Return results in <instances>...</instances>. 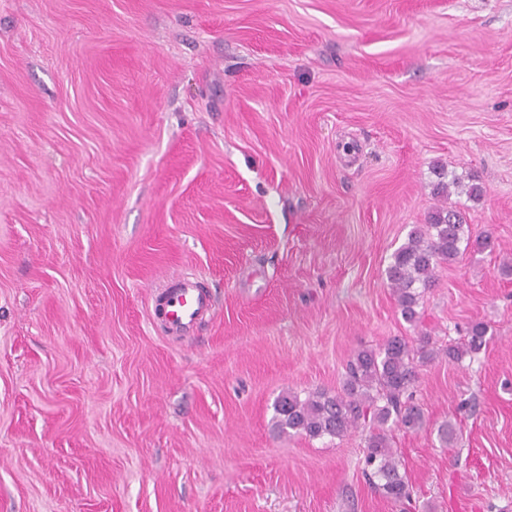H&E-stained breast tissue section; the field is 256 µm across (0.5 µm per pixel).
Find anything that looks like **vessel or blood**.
I'll return each instance as SVG.
<instances>
[{
    "instance_id": "b4317fda",
    "label": "vessel or blood",
    "mask_w": 512,
    "mask_h": 512,
    "mask_svg": "<svg viewBox=\"0 0 512 512\" xmlns=\"http://www.w3.org/2000/svg\"><path fill=\"white\" fill-rule=\"evenodd\" d=\"M217 311L215 293L197 277L171 276L154 296V315L165 331L183 336L210 320Z\"/></svg>"
}]
</instances>
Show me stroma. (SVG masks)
I'll return each mask as SVG.
<instances>
[{
    "label": "stroma",
    "instance_id": "obj_1",
    "mask_svg": "<svg viewBox=\"0 0 512 512\" xmlns=\"http://www.w3.org/2000/svg\"><path fill=\"white\" fill-rule=\"evenodd\" d=\"M440 206L492 246L410 324L385 269ZM507 265L512 0H0V512H399L366 429L278 437L273 404L474 321L394 446L415 512H512ZM185 272L218 309L180 338L151 297Z\"/></svg>",
    "mask_w": 512,
    "mask_h": 512
}]
</instances>
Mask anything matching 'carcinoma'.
Segmentation results:
<instances>
[{"label":"carcinoma","instance_id":"cac0c4a2","mask_svg":"<svg viewBox=\"0 0 512 512\" xmlns=\"http://www.w3.org/2000/svg\"><path fill=\"white\" fill-rule=\"evenodd\" d=\"M464 241L461 213L441 206L430 214L428 224L411 231L392 253L386 278L406 322L416 321L417 307L437 266L455 261ZM488 341V326L476 321L469 324L460 344L444 351L434 348L428 336L416 347L405 337L395 336L377 349H362L349 360L342 389L336 394L317 392L304 399L294 392L279 396L273 427L282 434L311 439L341 438L361 426L369 428L365 451L369 481L405 512L412 503V485L400 471L393 431L414 432L425 425L424 412L413 401L417 367L441 354L458 363L481 353Z\"/></svg>","mask_w":512,"mask_h":512}]
</instances>
